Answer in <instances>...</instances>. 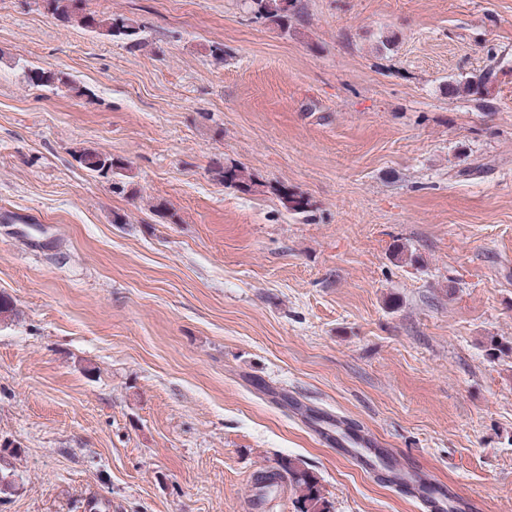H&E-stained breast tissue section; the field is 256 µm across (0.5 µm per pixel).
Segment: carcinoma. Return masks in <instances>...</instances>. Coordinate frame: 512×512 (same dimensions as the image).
<instances>
[{"instance_id":"cac0c4a2","label":"carcinoma","mask_w":512,"mask_h":512,"mask_svg":"<svg viewBox=\"0 0 512 512\" xmlns=\"http://www.w3.org/2000/svg\"><path fill=\"white\" fill-rule=\"evenodd\" d=\"M40 7L60 25L79 26L122 43L129 51H141L149 46L143 26L123 15L96 14L85 8V0H38ZM255 18L269 22L286 33L299 13L298 0H251ZM24 81L29 86L53 90L63 85L74 97H88L90 90L63 72H55L33 64L21 67ZM76 161L88 171L106 180L112 192H125L126 163L112 154L94 148L82 147L74 151ZM214 177L231 187L249 193L256 185L253 174L240 166L218 164L212 168ZM284 207L296 213L307 211L309 200L301 194L278 189ZM277 473L288 478L297 495L299 512H332V505L323 494L319 477L293 459L279 463Z\"/></svg>"}]
</instances>
